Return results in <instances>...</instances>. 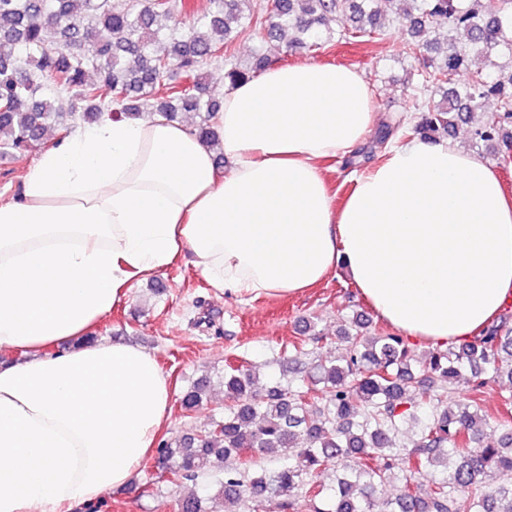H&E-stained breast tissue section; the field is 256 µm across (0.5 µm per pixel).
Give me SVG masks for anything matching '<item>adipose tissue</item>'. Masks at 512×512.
<instances>
[{"label":"adipose tissue","mask_w":512,"mask_h":512,"mask_svg":"<svg viewBox=\"0 0 512 512\" xmlns=\"http://www.w3.org/2000/svg\"><path fill=\"white\" fill-rule=\"evenodd\" d=\"M398 125L335 207L321 163ZM381 116L344 66L271 65L224 94V157L157 114L103 116L42 153L0 203V512H76L126 485L167 418L153 353L80 339L131 280L190 250L213 287L293 295L344 267L409 339L476 335L512 301V198L456 142Z\"/></svg>","instance_id":"obj_1"}]
</instances>
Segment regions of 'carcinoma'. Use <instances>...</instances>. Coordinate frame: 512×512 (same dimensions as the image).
<instances>
[{"label":"carcinoma","instance_id":"obj_1","mask_svg":"<svg viewBox=\"0 0 512 512\" xmlns=\"http://www.w3.org/2000/svg\"><path fill=\"white\" fill-rule=\"evenodd\" d=\"M397 5L406 27L409 56L422 57L414 90L431 95L421 106L420 136L437 138L467 123L480 101L498 99L500 120L472 129L475 143L512 151V0L487 12L475 0H272L260 16L253 0H210L190 31L172 25L175 7L186 0H0V152L22 153L42 144L50 127L63 130L106 112L134 119L143 108L182 122L218 147L214 119L222 101L206 92L203 68L222 58L230 85L255 76L268 57L255 51L250 64L232 50V33L252 25L265 41L288 33L285 52L323 54L333 41L383 35L381 4ZM344 15L352 22L334 28ZM453 30L464 41H420L424 31ZM54 31L58 45L45 36ZM504 56L508 65L495 58ZM477 69L460 90L455 76L476 59ZM444 92L441 102L432 96ZM370 321L354 314L336 337L313 334L291 343L292 361L336 341L345 355L304 365L299 379L258 387L260 368L224 365L228 403L224 417L198 433L158 443L157 456L172 463L169 482H197L212 459L232 461L217 479V494L196 490L183 496L178 512H240L252 500L278 501L281 512H512V420L488 413L482 394L509 363L512 380V315L504 313L482 333L459 344L438 345L413 358L403 336L370 334ZM211 380L188 385L180 408L189 413L208 401ZM506 429L485 440L490 423ZM416 428L412 447L400 445L402 427ZM280 453L274 468L256 467L248 453ZM334 472L325 486L314 480ZM396 493L384 496L383 488Z\"/></svg>","mask_w":512,"mask_h":512}]
</instances>
